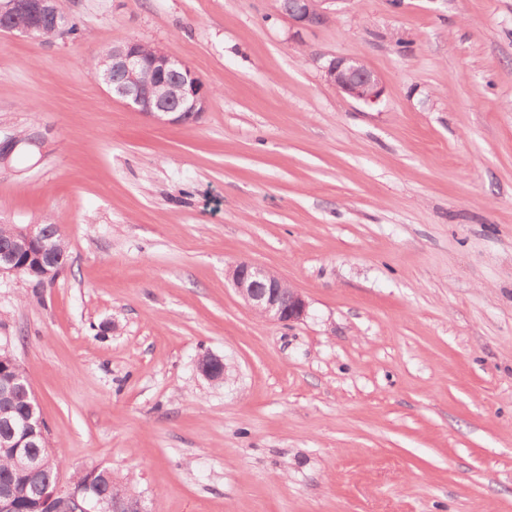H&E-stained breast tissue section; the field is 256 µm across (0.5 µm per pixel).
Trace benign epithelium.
Masks as SVG:
<instances>
[{"label": "benign epithelium", "instance_id": "7a95c632", "mask_svg": "<svg viewBox=\"0 0 512 512\" xmlns=\"http://www.w3.org/2000/svg\"><path fill=\"white\" fill-rule=\"evenodd\" d=\"M278 12L299 29H311L327 19L325 4L330 0H276ZM49 24L59 33H65L66 14L59 0H0V30L13 34L30 35ZM326 81L349 97L375 103L382 97L380 77L361 60L337 57L324 67ZM95 78L101 79L112 90V97L141 112L152 121L168 125H185L197 120L205 112L208 96L202 81L182 62L160 48L152 54L143 52L142 43L128 40L101 53V62ZM177 80L180 94L174 102L165 98L170 80ZM12 252L0 251V274L17 273L16 264L25 256H34L42 279L50 280L59 272V262L46 250L44 228L40 224L12 226ZM225 277L231 282L243 301L262 317L278 323L301 320L308 303L296 289L269 269L246 260L230 264ZM198 370L207 379H224L226 366L218 356L206 355L198 362ZM0 391L9 395L18 391L28 399V417L14 441L24 456L19 477L41 479L40 456L27 452L37 447L36 424L42 416L36 397L21 370L0 376ZM105 502L101 498L80 500L72 495L60 477L43 484V512H96Z\"/></svg>", "mask_w": 512, "mask_h": 512}]
</instances>
